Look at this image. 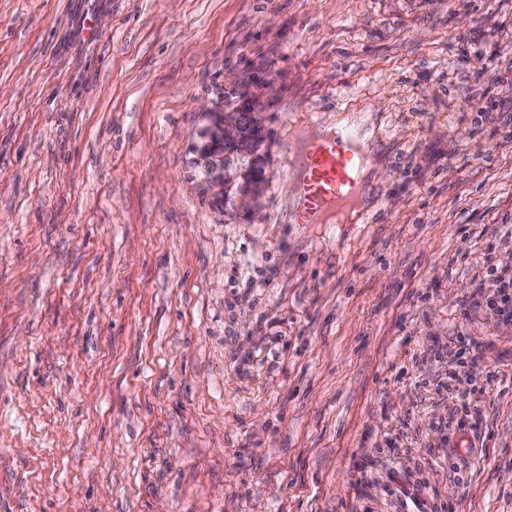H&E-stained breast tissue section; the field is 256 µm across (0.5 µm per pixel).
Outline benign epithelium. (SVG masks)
<instances>
[{
	"mask_svg": "<svg viewBox=\"0 0 512 512\" xmlns=\"http://www.w3.org/2000/svg\"><path fill=\"white\" fill-rule=\"evenodd\" d=\"M232 91L246 101L203 109L191 164L213 203L254 216L265 182L268 134L260 97H245L240 82Z\"/></svg>",
	"mask_w": 512,
	"mask_h": 512,
	"instance_id": "benign-epithelium-1",
	"label": "benign epithelium"
}]
</instances>
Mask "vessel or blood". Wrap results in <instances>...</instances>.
<instances>
[{
  "label": "vessel or blood",
  "mask_w": 512,
  "mask_h": 512,
  "mask_svg": "<svg viewBox=\"0 0 512 512\" xmlns=\"http://www.w3.org/2000/svg\"><path fill=\"white\" fill-rule=\"evenodd\" d=\"M357 140V131L346 128L310 144L300 183L301 222L321 223L326 213L352 204L355 170L362 161Z\"/></svg>",
  "instance_id": "1"
}]
</instances>
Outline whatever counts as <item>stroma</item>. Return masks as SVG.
<instances>
[{"label": "stroma", "mask_w": 512, "mask_h": 512, "mask_svg": "<svg viewBox=\"0 0 512 512\" xmlns=\"http://www.w3.org/2000/svg\"><path fill=\"white\" fill-rule=\"evenodd\" d=\"M231 75L276 89L254 220L191 166ZM343 112L366 219L296 223ZM495 269L512 0H0V512H512ZM372 124V117L367 114H341L336 116V125L329 126L327 128H324L325 130H333L335 127L337 128H343L346 126H351L356 129H360L363 132V136L361 138L362 145L364 146L367 154L373 153V136L374 131L371 127Z\"/></svg>", "instance_id": "1"}]
</instances>
